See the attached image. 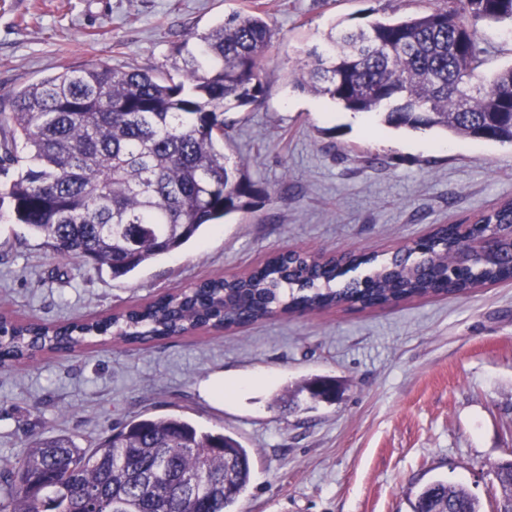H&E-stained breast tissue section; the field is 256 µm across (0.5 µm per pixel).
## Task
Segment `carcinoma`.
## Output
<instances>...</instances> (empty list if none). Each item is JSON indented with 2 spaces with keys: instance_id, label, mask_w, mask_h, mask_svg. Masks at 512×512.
Listing matches in <instances>:
<instances>
[{
  "instance_id": "carcinoma-1",
  "label": "carcinoma",
  "mask_w": 512,
  "mask_h": 512,
  "mask_svg": "<svg viewBox=\"0 0 512 512\" xmlns=\"http://www.w3.org/2000/svg\"><path fill=\"white\" fill-rule=\"evenodd\" d=\"M507 20L512 0H436L421 14L333 28L329 50L310 53L296 82L350 112L382 113L397 129L439 128L512 144V66L489 79L478 70L480 26ZM273 36L263 11L235 12L191 35L194 48L178 49L173 75L99 61L65 67L16 92L10 116L0 119V164L21 171L0 188V206L9 202L14 223L61 257L107 269L114 278L249 210L263 190L228 165L224 109L253 105L264 95L259 70ZM19 138L24 156L15 151ZM475 223L502 231L499 255L475 270L453 266L451 255L462 243L450 228L345 282L341 261L293 253L102 318L51 327L3 316L0 370L97 336L160 341L274 314L461 295L512 278V201L480 213ZM428 258L448 268V281L425 271ZM307 388L316 400H334L338 392L328 377ZM250 475L249 452L235 438L179 415L146 418L91 452L66 434L32 439L20 459L0 470V512H237ZM496 478L500 508L509 512L512 463ZM185 481L196 485L189 499L177 493ZM444 509L481 512L467 489L443 481L420 491L413 512Z\"/></svg>"
}]
</instances>
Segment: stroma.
<instances>
[{
	"mask_svg": "<svg viewBox=\"0 0 512 512\" xmlns=\"http://www.w3.org/2000/svg\"><path fill=\"white\" fill-rule=\"evenodd\" d=\"M262 4L275 37L260 105L224 120L230 165L263 194L196 242L115 279L64 259L0 207V315L100 316L268 254H391L439 224L512 199V145L387 126L298 89L335 24L420 13L433 0H0V113L65 67L104 60L164 74L191 33ZM480 71L512 65V25L481 32ZM336 377L335 404L291 397ZM220 380L227 391L207 392ZM177 414L252 451L240 512H413L420 490L464 486L494 512L512 461V282L384 309L334 308L160 343L106 342L0 373V468L38 435L97 445L131 419Z\"/></svg>",
	"mask_w": 512,
	"mask_h": 512,
	"instance_id": "obj_1",
	"label": "stroma"
}]
</instances>
